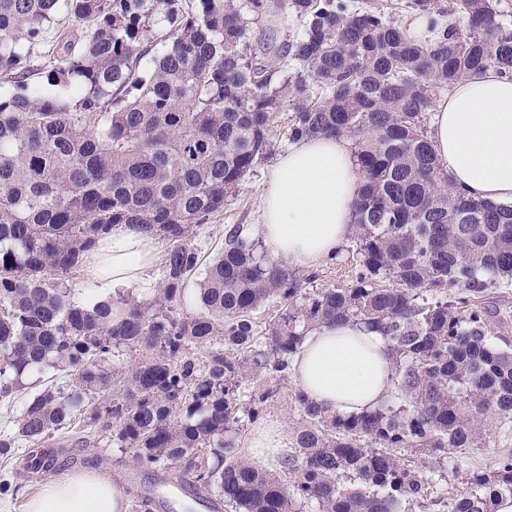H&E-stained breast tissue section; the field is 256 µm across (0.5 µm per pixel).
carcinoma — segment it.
<instances>
[{
    "label": "carcinoma",
    "mask_w": 512,
    "mask_h": 512,
    "mask_svg": "<svg viewBox=\"0 0 512 512\" xmlns=\"http://www.w3.org/2000/svg\"><path fill=\"white\" fill-rule=\"evenodd\" d=\"M175 5L0 0V74L13 83L0 95V401L62 375L0 433V458L78 419L84 446L107 436L234 512H497L512 497V340L479 298L512 280V205L452 187L427 119L474 74L512 80L508 12L500 0H405L442 29L429 44L381 4L198 0L181 16ZM275 10L299 23L282 43L262 28ZM81 21L90 27L69 29ZM40 74L48 97L30 86ZM284 112L291 143L354 142L355 276L311 288L316 274L235 224L200 285L201 311L185 316L197 229L271 154ZM118 224L168 244L161 285L74 304L65 279ZM332 321L388 341L394 401L332 415L296 390L301 422L281 468L239 455V432L279 395L307 333ZM491 437L502 444L493 469L466 472L459 490L453 466L438 491L429 473Z\"/></svg>",
    "instance_id": "carcinoma-1"
}]
</instances>
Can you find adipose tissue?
<instances>
[{
	"instance_id": "1",
	"label": "adipose tissue",
	"mask_w": 512,
	"mask_h": 512,
	"mask_svg": "<svg viewBox=\"0 0 512 512\" xmlns=\"http://www.w3.org/2000/svg\"><path fill=\"white\" fill-rule=\"evenodd\" d=\"M430 139L452 184L475 199L512 204V81L495 70L463 81L434 107ZM362 185L350 142L309 137L280 155L261 187L258 236L275 259L313 268L340 251L354 231ZM154 237L123 224L102 240L86 271L112 290L149 288L158 260ZM391 351L378 333L348 322L311 331L292 378L328 413L379 407L392 385ZM112 478L84 469L54 478L28 500L26 512H127Z\"/></svg>"
}]
</instances>
